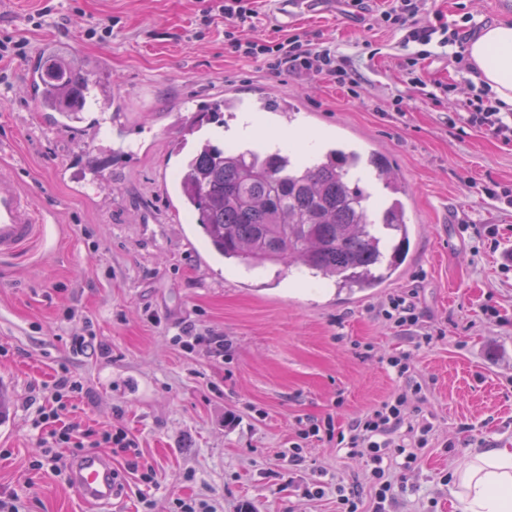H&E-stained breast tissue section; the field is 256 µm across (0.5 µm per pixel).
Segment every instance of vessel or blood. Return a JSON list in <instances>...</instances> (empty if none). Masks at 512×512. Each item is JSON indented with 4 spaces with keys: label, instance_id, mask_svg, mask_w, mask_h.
<instances>
[{
    "label": "vessel or blood",
    "instance_id": "vessel-or-blood-1",
    "mask_svg": "<svg viewBox=\"0 0 512 512\" xmlns=\"http://www.w3.org/2000/svg\"><path fill=\"white\" fill-rule=\"evenodd\" d=\"M311 0H273L275 26H287L298 10ZM44 221L31 200L15 186L13 171L0 168V259H13L27 253L40 236ZM77 494L106 512L118 496L111 456L97 451L80 454L73 470Z\"/></svg>",
    "mask_w": 512,
    "mask_h": 512
}]
</instances>
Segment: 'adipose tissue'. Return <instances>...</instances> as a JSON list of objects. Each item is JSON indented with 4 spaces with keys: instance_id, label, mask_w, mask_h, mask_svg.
Segmentation results:
<instances>
[{
    "instance_id": "ef3b65f1",
    "label": "adipose tissue",
    "mask_w": 512,
    "mask_h": 512,
    "mask_svg": "<svg viewBox=\"0 0 512 512\" xmlns=\"http://www.w3.org/2000/svg\"><path fill=\"white\" fill-rule=\"evenodd\" d=\"M480 83L512 110V21L485 27L467 45ZM460 512H512V449L480 448L453 474Z\"/></svg>"
}]
</instances>
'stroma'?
Here are the masks:
<instances>
[{"instance_id": "obj_1", "label": "stroma", "mask_w": 512, "mask_h": 512, "mask_svg": "<svg viewBox=\"0 0 512 512\" xmlns=\"http://www.w3.org/2000/svg\"><path fill=\"white\" fill-rule=\"evenodd\" d=\"M43 0H0V39H26L0 60V166L45 216L23 258L0 260V491L23 512H99L71 485L29 464L42 453L34 421L55 377L83 387L66 420L124 428L154 469V512L195 499L213 512H336V483L365 469L336 445L341 431L404 382L419 388L408 421L428 422L426 447L391 512H458L452 475L472 452L512 448V136L448 118L481 94L464 64L433 54L420 85L404 82L400 31L379 23L391 0H323L291 33L347 48L359 96L326 78L277 76L224 45V19L202 25L203 0H53L48 27L27 26ZM423 19L467 30L512 20V0H424ZM98 22L112 27L89 38ZM99 65L121 120H57L30 91L28 59L45 39ZM234 90L244 106L221 145H274L280 134L343 136L386 154L405 186L413 228L400 274L368 290L336 287L280 266L249 271L214 255L175 200L182 127ZM297 105L252 113L259 99ZM413 294L418 321L384 310ZM223 338V352L205 334ZM405 357L398 377L388 361ZM317 435L302 438L309 424ZM301 459L289 463L294 445ZM319 484L322 498L308 487Z\"/></svg>"}]
</instances>
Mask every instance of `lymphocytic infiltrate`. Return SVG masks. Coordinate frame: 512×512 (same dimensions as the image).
I'll return each instance as SVG.
<instances>
[{
	"label": "lymphocytic infiltrate",
	"instance_id": "lymphocytic-infiltrate-1",
	"mask_svg": "<svg viewBox=\"0 0 512 512\" xmlns=\"http://www.w3.org/2000/svg\"><path fill=\"white\" fill-rule=\"evenodd\" d=\"M224 16V44L238 57L260 61L268 70L279 73L285 70L306 71L330 77L342 85L353 84L354 79L345 67L346 58L330 46L309 47L300 36H282L274 40L244 37V29L254 27L258 12L253 0H224L219 7ZM419 0H396L390 9L382 11L380 20L403 33V46L417 45V52L405 60L404 77L408 82L418 79L421 49L429 44L447 49L455 59H462L463 38L459 32H447L425 24L420 15ZM82 387L71 376L60 375L53 383L48 396L52 419L58 420L72 408ZM408 390L400 388L389 399L381 402L364 416L355 419L344 444L348 454L364 460L367 480L374 489L372 512H387L397 500L403 487V473L415 463L414 454L406 450L407 442L424 443L430 425L419 427L407 424L402 413ZM40 440L45 448L41 460L32 464L33 469L61 472L62 449L81 452L88 448L115 447L125 453L130 469H138L137 443L125 430L99 432L71 424L43 431Z\"/></svg>",
	"mask_w": 512,
	"mask_h": 512
}]
</instances>
